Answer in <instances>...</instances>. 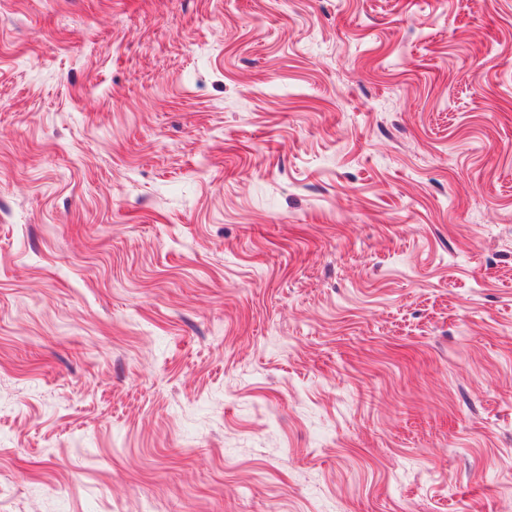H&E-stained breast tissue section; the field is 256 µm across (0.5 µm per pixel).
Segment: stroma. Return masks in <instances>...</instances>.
<instances>
[{
    "instance_id": "1",
    "label": "stroma",
    "mask_w": 512,
    "mask_h": 512,
    "mask_svg": "<svg viewBox=\"0 0 512 512\" xmlns=\"http://www.w3.org/2000/svg\"><path fill=\"white\" fill-rule=\"evenodd\" d=\"M512 512V0H0V512Z\"/></svg>"
}]
</instances>
